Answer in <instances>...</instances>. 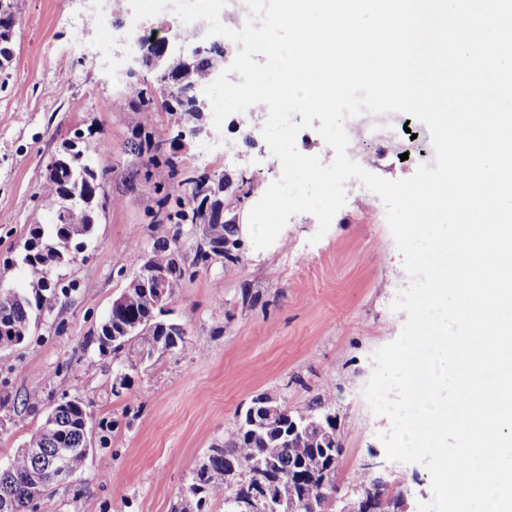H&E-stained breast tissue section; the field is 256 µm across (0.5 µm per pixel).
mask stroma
Masks as SVG:
<instances>
[{
	"label": "stroma",
	"mask_w": 512,
	"mask_h": 512,
	"mask_svg": "<svg viewBox=\"0 0 512 512\" xmlns=\"http://www.w3.org/2000/svg\"><path fill=\"white\" fill-rule=\"evenodd\" d=\"M21 25L0 89V286L27 285L21 261L30 229L53 223L55 205L39 197L49 158L82 132L91 165L106 171L105 206L96 208L87 248L52 272L69 297L45 313L28 343L0 349V386L46 403L78 396L94 419L114 422L108 447L92 448L84 467L40 500L39 512H172L199 459L236 430L237 416L259 393L296 409L330 395L343 454L331 507L358 496L354 476L375 468L395 512H418L432 497L419 464L387 459L380 433L388 417L374 414L363 391L372 355L400 334L406 313L390 308L410 279L388 223L363 197L346 199L327 232L311 213L292 216L276 240L255 249L249 213L252 190L280 179L282 167L262 129L267 114L248 117L251 137L232 153L211 113L203 134L189 135L183 115L133 109L126 88L147 76L127 44L115 42L120 72L91 52L106 37L90 28L85 0H15ZM162 143L179 178L147 171L145 137ZM223 183L225 223L235 225L237 262L197 259L200 232L166 215L190 200L180 177ZM177 238L183 275L167 301V319L184 325L187 350L131 372L121 357L100 353L96 336L139 256L160 238ZM0 466L43 423L44 412L0 409Z\"/></svg>",
	"instance_id": "35a3bbf8"
}]
</instances>
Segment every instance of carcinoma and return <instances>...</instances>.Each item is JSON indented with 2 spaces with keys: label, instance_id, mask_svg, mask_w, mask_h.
<instances>
[{
  "label": "carcinoma",
  "instance_id": "obj_1",
  "mask_svg": "<svg viewBox=\"0 0 512 512\" xmlns=\"http://www.w3.org/2000/svg\"><path fill=\"white\" fill-rule=\"evenodd\" d=\"M213 62L207 58L188 64H177L171 72L172 84L203 88L211 80ZM129 95L137 100V111L152 112L157 99L142 84L129 85ZM184 182L193 185V195L216 196L224 192L223 183L211 184L205 177H188ZM101 181L95 174L89 181L79 183L65 176L46 177L39 196L57 203L55 222L47 226L37 225L30 231L24 245L23 264L29 280V288L18 291L0 288V343L14 339L27 341L32 326L37 323L44 307L52 308L58 295H67V288H48L46 280L55 267V256L48 250H40L42 241L57 243L67 226L79 225L84 231L93 230L94 208L70 199L76 194H97ZM170 221L178 224H204L210 242L222 245L234 240L236 228L220 221L214 215H205L203 207H194L181 202L173 213L166 214ZM155 263L167 267L173 279L182 275V269L173 265L168 240L159 239L154 244ZM164 309L154 305L150 296L133 288L128 291L126 303L118 311L108 312L99 326L96 342L102 352L124 353V362L134 371L143 360L146 347L161 352L186 347L185 338L170 336L159 315ZM148 328L150 335L138 336L134 327ZM322 401H315L302 409L291 410L284 406L261 427L249 431L240 421L231 440L208 449L203 459L191 473L190 482L184 487L185 494L174 506L173 512H199L207 501L227 497L247 498L251 493L250 475L255 463L264 460L273 466L272 475L277 480L276 497L283 503L317 498L320 481L328 469L331 458L321 450L322 438L317 430L304 432L300 437L288 439V420L308 424L321 419L317 410ZM54 420H44L31 435L25 447L15 450L9 464L0 469V498L10 500L13 512H31L38 502L60 480L42 467L27 452L28 448H39L46 458L61 450L68 453L71 470L77 472L87 458L83 451L84 422L89 418L88 405L83 399L74 397L56 404L52 408Z\"/></svg>",
  "mask_w": 512,
  "mask_h": 512
}]
</instances>
